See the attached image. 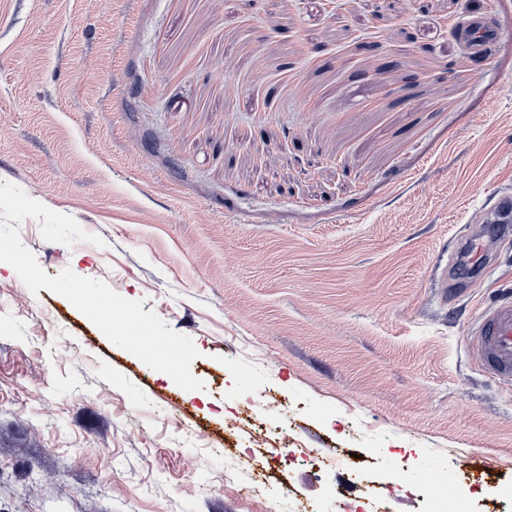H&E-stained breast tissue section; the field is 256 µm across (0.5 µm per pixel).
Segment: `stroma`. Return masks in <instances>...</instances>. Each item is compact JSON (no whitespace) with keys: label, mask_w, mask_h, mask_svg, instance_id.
<instances>
[{"label":"stroma","mask_w":512,"mask_h":512,"mask_svg":"<svg viewBox=\"0 0 512 512\" xmlns=\"http://www.w3.org/2000/svg\"><path fill=\"white\" fill-rule=\"evenodd\" d=\"M486 21L483 54L459 24ZM103 244L20 238L200 352L201 397L0 271V512H265L217 450L278 434L276 512H512V384L468 343L512 294V0H0V184ZM485 250L474 275L464 247ZM448 285H436L440 271ZM292 410L281 417L266 392Z\"/></svg>","instance_id":"stroma-1"}]
</instances>
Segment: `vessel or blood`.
I'll use <instances>...</instances> for the list:
<instances>
[{
    "mask_svg": "<svg viewBox=\"0 0 512 512\" xmlns=\"http://www.w3.org/2000/svg\"><path fill=\"white\" fill-rule=\"evenodd\" d=\"M469 341L489 374L512 383V300L487 308Z\"/></svg>",
    "mask_w": 512,
    "mask_h": 512,
    "instance_id": "1",
    "label": "vessel or blood"
}]
</instances>
